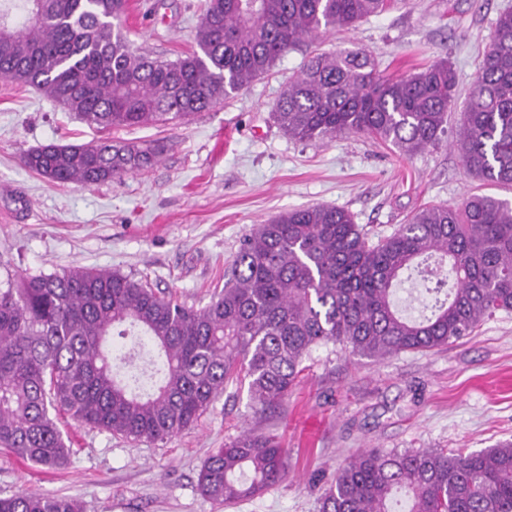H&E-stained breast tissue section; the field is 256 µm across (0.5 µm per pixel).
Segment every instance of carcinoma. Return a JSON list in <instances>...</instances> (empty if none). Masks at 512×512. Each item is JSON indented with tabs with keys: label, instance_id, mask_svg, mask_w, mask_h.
Returning a JSON list of instances; mask_svg holds the SVG:
<instances>
[{
	"label": "carcinoma",
	"instance_id": "1",
	"mask_svg": "<svg viewBox=\"0 0 512 512\" xmlns=\"http://www.w3.org/2000/svg\"><path fill=\"white\" fill-rule=\"evenodd\" d=\"M401 0H203L194 47L175 59L133 47L126 0H0V78L37 89L102 128L171 122L207 111L267 74L320 32L351 28ZM458 78L437 59L389 76L361 49L309 58L271 112L298 141L362 134L408 157L448 131ZM454 148L479 180L512 187V11L499 15L460 113ZM166 145L110 138L48 144L22 155L50 181L91 186L152 167ZM430 283L432 314L394 300L404 275ZM512 313V205L472 193L427 204L372 240L343 207L291 210L243 239L208 305L187 307L109 270L6 273L0 281V449L64 466L65 414L133 442L192 428L224 388L247 386L274 408L319 345L384 359L453 343ZM286 450L244 433L202 464L201 494L230 506L278 486ZM512 512V442L488 451L363 450L336 472L319 512ZM0 512H81L70 497L26 490Z\"/></svg>",
	"mask_w": 512,
	"mask_h": 512
}]
</instances>
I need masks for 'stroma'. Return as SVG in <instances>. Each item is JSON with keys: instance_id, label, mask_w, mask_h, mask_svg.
I'll return each mask as SVG.
<instances>
[{"instance_id": "stroma-1", "label": "stroma", "mask_w": 512, "mask_h": 512, "mask_svg": "<svg viewBox=\"0 0 512 512\" xmlns=\"http://www.w3.org/2000/svg\"><path fill=\"white\" fill-rule=\"evenodd\" d=\"M139 2L142 14H126L137 48L172 59L193 47L201 0ZM506 10L512 0H410L306 42L215 108L165 125L106 131L0 79V265L30 274L117 271L200 308L223 288L246 235L279 214L339 206L375 238L428 202L455 205L484 189L512 203V189L481 187L449 144L402 157L360 134L300 142L279 130L271 112L306 58L357 48L397 74L447 59L468 95ZM104 136L167 148L149 169L89 188L53 183L20 162L41 145ZM304 366L280 406L255 411L246 390L231 384L193 429L164 443H135L62 418L72 448L67 465L45 469L0 453V497L66 495L82 512H218L198 490L199 469L248 431L275 436L287 449L288 476L227 512H318L328 481L364 449L468 453L512 442V313L432 351L373 360L320 345Z\"/></svg>"}]
</instances>
